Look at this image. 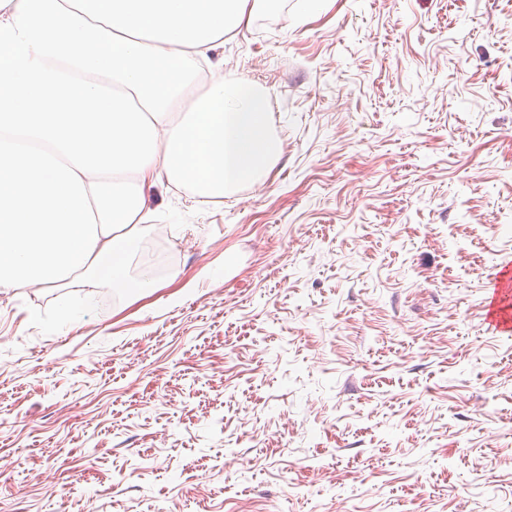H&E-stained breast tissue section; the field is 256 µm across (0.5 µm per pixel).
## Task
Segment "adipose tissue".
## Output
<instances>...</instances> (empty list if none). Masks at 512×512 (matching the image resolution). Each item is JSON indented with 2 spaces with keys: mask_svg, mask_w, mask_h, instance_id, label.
Instances as JSON below:
<instances>
[{
  "mask_svg": "<svg viewBox=\"0 0 512 512\" xmlns=\"http://www.w3.org/2000/svg\"><path fill=\"white\" fill-rule=\"evenodd\" d=\"M268 2L0 0V288L117 284L150 189L203 206L272 165L213 56Z\"/></svg>",
  "mask_w": 512,
  "mask_h": 512,
  "instance_id": "1",
  "label": "adipose tissue"
}]
</instances>
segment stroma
I'll use <instances>...</instances> for the list:
<instances>
[{
    "instance_id": "stroma-1",
    "label": "stroma",
    "mask_w": 512,
    "mask_h": 512,
    "mask_svg": "<svg viewBox=\"0 0 512 512\" xmlns=\"http://www.w3.org/2000/svg\"><path fill=\"white\" fill-rule=\"evenodd\" d=\"M223 55L268 174L152 194L161 275L0 289V512H512V0H276ZM491 288L484 300V324L495 333L512 332V265L503 264L491 278Z\"/></svg>"
}]
</instances>
